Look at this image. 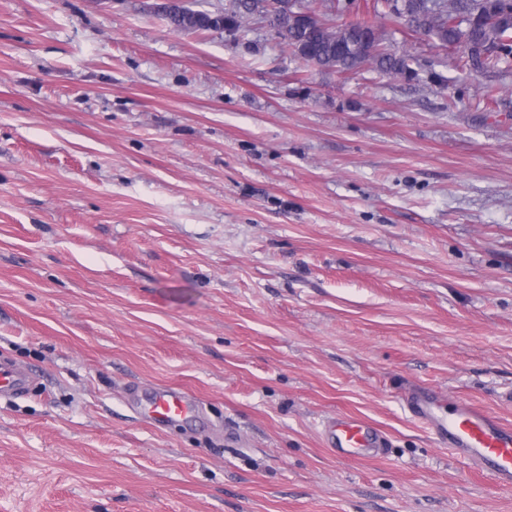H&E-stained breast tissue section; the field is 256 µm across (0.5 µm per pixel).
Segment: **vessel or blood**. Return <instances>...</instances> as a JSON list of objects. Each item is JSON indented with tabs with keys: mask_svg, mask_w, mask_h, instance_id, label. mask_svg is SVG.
<instances>
[{
	"mask_svg": "<svg viewBox=\"0 0 512 512\" xmlns=\"http://www.w3.org/2000/svg\"><path fill=\"white\" fill-rule=\"evenodd\" d=\"M30 376L24 367L0 363V397L18 398L26 394ZM406 405L449 451L479 471L488 472L500 486L512 488V428L503 425L490 412L472 403L458 401L453 410L441 412V402L430 390L405 394ZM196 411L194 400L184 391L160 388L150 397L146 412L156 422L187 419ZM324 439L330 451L340 458H373L386 451L385 433L366 420L336 417L324 424Z\"/></svg>",
	"mask_w": 512,
	"mask_h": 512,
	"instance_id": "obj_1",
	"label": "vessel or blood"
}]
</instances>
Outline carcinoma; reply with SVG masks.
<instances>
[{
	"instance_id": "cac0c4a2",
	"label": "carcinoma",
	"mask_w": 512,
	"mask_h": 512,
	"mask_svg": "<svg viewBox=\"0 0 512 512\" xmlns=\"http://www.w3.org/2000/svg\"><path fill=\"white\" fill-rule=\"evenodd\" d=\"M265 2L234 0L232 9L219 12L215 19L205 10H193L182 4L166 21L178 32L218 31L220 25L228 22L237 29H244L246 21L258 15L278 28V39L285 47L320 71L350 75L367 65L382 74L401 76L412 70V66H421L419 59L398 54L385 45L387 34L376 24V19L403 23L393 12L389 0L365 3V17L344 24L338 20L351 12H359L357 0H301L320 17V24L313 28L296 27L285 14L268 17ZM477 2L439 0L440 8L434 15L417 20V24L419 31L433 38L439 47L453 49L461 69L495 75L484 87L485 104L492 108L503 93L501 80L512 73V23L490 18L472 22Z\"/></svg>"
}]
</instances>
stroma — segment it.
Returning <instances> with one entry per match:
<instances>
[{"label": "stroma", "mask_w": 512, "mask_h": 512, "mask_svg": "<svg viewBox=\"0 0 512 512\" xmlns=\"http://www.w3.org/2000/svg\"><path fill=\"white\" fill-rule=\"evenodd\" d=\"M309 68L260 23L0 0V512H512L404 408L512 426V91ZM196 396L155 424L133 391ZM363 417L385 455L320 424ZM30 385V376L24 367L12 363H0V397L18 398L26 394ZM324 439L339 458H373L386 451L385 433L360 418L336 417L324 422Z\"/></svg>", "instance_id": "stroma-1"}]
</instances>
